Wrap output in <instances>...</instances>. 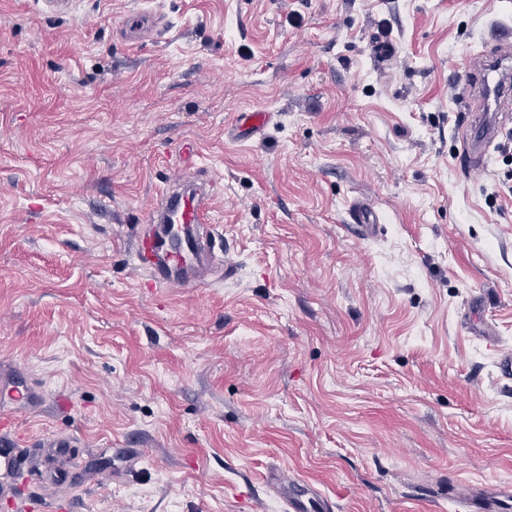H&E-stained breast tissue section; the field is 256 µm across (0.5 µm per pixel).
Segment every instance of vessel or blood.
I'll return each instance as SVG.
<instances>
[{
	"mask_svg": "<svg viewBox=\"0 0 512 512\" xmlns=\"http://www.w3.org/2000/svg\"><path fill=\"white\" fill-rule=\"evenodd\" d=\"M161 23L155 13L140 10L127 14L121 28L127 40L138 41L157 32ZM468 66L481 74V87L473 94L475 112L471 116L476 135L469 149L473 167L480 168L490 147L508 120L512 119V81L501 78L500 70L512 67V37L501 36L496 50L469 58ZM214 179L201 172L195 188L163 193L156 201L152 220L160 231L135 235L129 247L137 268L150 271L162 284L189 283L187 261L214 254L217 237L200 238L195 227L207 223L213 198ZM460 499L469 503L467 512H501L498 497L480 493L473 485L461 486ZM284 512H331V500L311 497L302 486L283 495Z\"/></svg>",
	"mask_w": 512,
	"mask_h": 512,
	"instance_id": "b4317fda",
	"label": "vessel or blood"
}]
</instances>
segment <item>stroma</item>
<instances>
[{
	"mask_svg": "<svg viewBox=\"0 0 512 512\" xmlns=\"http://www.w3.org/2000/svg\"><path fill=\"white\" fill-rule=\"evenodd\" d=\"M139 8L165 31L129 44ZM510 26L512 0H0V512L512 493V131L471 169L457 102ZM188 139L235 272L161 286L127 240Z\"/></svg>",
	"mask_w": 512,
	"mask_h": 512,
	"instance_id": "35a3bbf8",
	"label": "stroma"
}]
</instances>
